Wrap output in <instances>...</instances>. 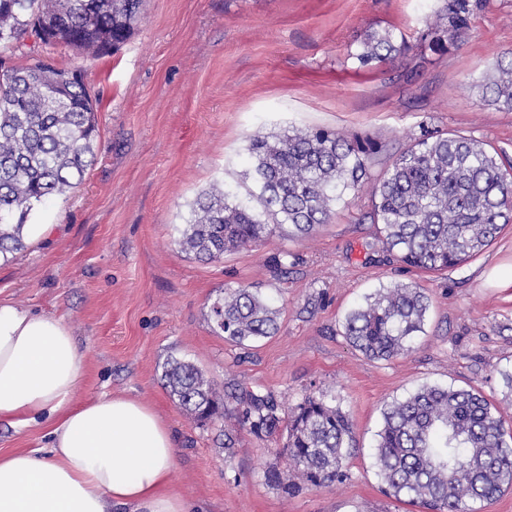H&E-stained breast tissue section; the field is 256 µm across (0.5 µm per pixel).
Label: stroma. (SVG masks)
Returning a JSON list of instances; mask_svg holds the SVG:
<instances>
[{
	"label": "stroma",
	"instance_id": "obj_1",
	"mask_svg": "<svg viewBox=\"0 0 512 512\" xmlns=\"http://www.w3.org/2000/svg\"><path fill=\"white\" fill-rule=\"evenodd\" d=\"M441 0H146L131 36L92 56L39 47L81 71L96 101L95 161L34 221L49 225L0 257V302L65 317L82 352L77 401L105 394L152 405L175 436L170 489L191 512H419L385 496L374 464L386 403L422 385L480 391L512 428V224L443 273L403 265L380 243L368 185L344 192L305 238L202 261L180 231L198 195L223 185L254 205L248 146L288 127L371 138L380 178L421 127L493 145L512 159V112L477 90L512 58V0H485L449 52L415 44ZM411 51L376 67L356 55L366 31ZM285 264H278L280 255ZM417 283L430 297L425 333L392 361L366 358L342 334L346 315L377 289ZM258 290L278 311L274 335L225 339L211 306L225 289ZM195 364L224 396V417L201 423L162 379L167 359ZM274 398L280 414L311 393L352 423L345 481L288 495L268 471L297 475L282 438L238 424L241 391Z\"/></svg>",
	"mask_w": 512,
	"mask_h": 512
}]
</instances>
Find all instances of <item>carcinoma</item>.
I'll return each mask as SVG.
<instances>
[{
  "label": "carcinoma",
  "instance_id": "1",
  "mask_svg": "<svg viewBox=\"0 0 512 512\" xmlns=\"http://www.w3.org/2000/svg\"><path fill=\"white\" fill-rule=\"evenodd\" d=\"M144 0H0V255L24 248L23 228L52 195L81 181L95 159L96 105L83 80L60 81L64 70L37 58L11 63V51L29 31L50 44L106 54L132 33ZM438 21L426 25L419 48L438 54L469 30L482 0H443ZM411 46L369 30L358 55L364 67L385 63ZM485 101L512 111V60L497 64L483 85ZM378 145L339 133L284 129L254 136L251 195L261 207L228 202L223 189L200 194L180 231L183 250L201 260L268 240L287 224L299 234L325 224L341 194L367 174ZM373 223L380 241L405 265L446 271L478 254L512 223V164L465 136L438 130L416 138L377 179ZM429 298L413 284L381 288L345 320L344 335L366 357L391 360L411 350ZM211 313L232 341L267 337L278 311L259 292L226 288ZM162 378L180 408L201 422L224 417L221 397L205 374L178 359ZM240 421L272 437L285 427L282 453L313 487L347 478L352 424L333 401L304 397L287 420L273 401L246 392ZM375 465L384 494L423 512H476L512 488V433L497 408L471 390L423 386L386 405L377 434Z\"/></svg>",
  "mask_w": 512,
  "mask_h": 512
}]
</instances>
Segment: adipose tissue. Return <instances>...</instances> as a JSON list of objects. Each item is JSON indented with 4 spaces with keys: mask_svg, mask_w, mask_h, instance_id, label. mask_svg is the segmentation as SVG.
<instances>
[{
    "mask_svg": "<svg viewBox=\"0 0 512 512\" xmlns=\"http://www.w3.org/2000/svg\"><path fill=\"white\" fill-rule=\"evenodd\" d=\"M82 355L63 318L0 304V420L50 424L48 447L0 454V512H188L170 490L172 430L148 404H78Z\"/></svg>",
    "mask_w": 512,
    "mask_h": 512,
    "instance_id": "obj_1",
    "label": "adipose tissue"
}]
</instances>
